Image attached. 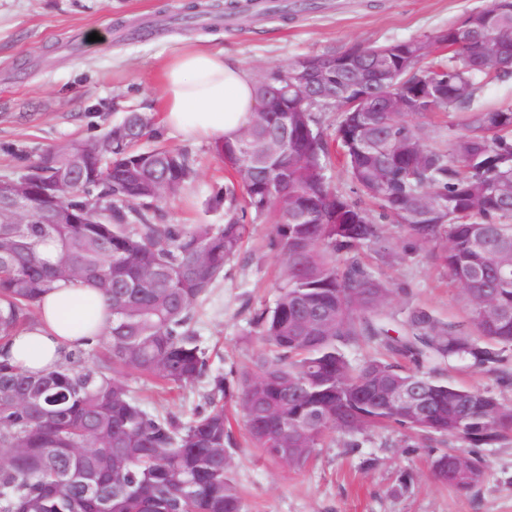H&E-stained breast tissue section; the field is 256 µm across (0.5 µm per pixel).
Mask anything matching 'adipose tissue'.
I'll list each match as a JSON object with an SVG mask.
<instances>
[{"mask_svg": "<svg viewBox=\"0 0 512 512\" xmlns=\"http://www.w3.org/2000/svg\"><path fill=\"white\" fill-rule=\"evenodd\" d=\"M253 86L252 72L223 50L185 48L163 70L164 122L191 141L233 136L258 106ZM107 320V303L90 284L55 290L44 295L34 323L13 339L11 357L30 372L51 369L64 352L102 334Z\"/></svg>", "mask_w": 512, "mask_h": 512, "instance_id": "adipose-tissue-1", "label": "adipose tissue"}]
</instances>
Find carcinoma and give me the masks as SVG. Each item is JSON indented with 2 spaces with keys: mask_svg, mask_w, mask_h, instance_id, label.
<instances>
[{
  "mask_svg": "<svg viewBox=\"0 0 512 512\" xmlns=\"http://www.w3.org/2000/svg\"><path fill=\"white\" fill-rule=\"evenodd\" d=\"M257 7L224 0L186 10L205 19ZM480 25L512 37V0H491L425 39L306 55L255 76L267 111L215 142L227 173L222 224L166 222L167 201L198 172L184 151L139 147L158 137L140 112L0 179L3 191L20 178L26 185L25 219L0 224V512H244L229 403L252 446L294 470L326 430L382 426L407 440L466 443L468 452L433 457L432 474L461 495L485 481L475 449L512 437V403L442 379L445 366L464 362L512 385L501 369L512 348V198L502 197L512 181V104L476 106L486 84L512 77V40L498 68L469 65L484 47L466 32ZM430 44L448 49L447 59L424 51ZM322 59L357 65L373 83L386 68L399 71L405 108L369 114L271 92L294 67ZM439 92L437 110L461 111L449 138L418 123L429 115L424 97ZM318 112L339 113L332 132ZM337 160L348 193L327 175ZM272 211L271 246L283 266L274 306L251 318L262 351L231 377H212L189 421L145 410L122 373L176 386L207 376L194 308ZM391 227L438 247L464 319L445 322L423 307L397 318L392 304L408 289L362 261L367 250L387 257ZM79 281L106 299L105 333L45 372L13 364L11 341L32 325L41 298ZM361 345L380 357L352 363L347 349ZM383 380L423 384L432 415L420 421L385 406L371 392ZM445 458L464 469L437 472Z\"/></svg>",
  "mask_w": 512,
  "mask_h": 512,
  "instance_id": "cac0c4a2",
  "label": "carcinoma"
}]
</instances>
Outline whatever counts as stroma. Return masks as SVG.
Masks as SVG:
<instances>
[{
    "instance_id": "obj_1",
    "label": "stroma",
    "mask_w": 512,
    "mask_h": 512,
    "mask_svg": "<svg viewBox=\"0 0 512 512\" xmlns=\"http://www.w3.org/2000/svg\"><path fill=\"white\" fill-rule=\"evenodd\" d=\"M188 0H0V178L14 175L40 150L100 132L127 112H144L162 124L161 142L195 158L199 174L180 199L166 208L174 224H220L223 207L211 204L224 186V163L213 142L189 141L164 126L159 110L161 73L186 42L196 39L224 49L250 70L285 64L310 54L355 45H385L429 35L490 0H315L310 12L280 20L247 15L221 23L214 32L178 29L173 18ZM152 30L150 39L124 40L123 24ZM104 34L89 42L92 31ZM269 223L257 221L239 257L196 310L195 329L209 350L213 372L229 373L250 362L261 342L251 313L273 305L282 259L269 246ZM398 264H367L384 281L406 284L394 306H423L441 320L465 315L458 288L436 263L434 249L403 252V236L392 232ZM450 383L512 401L489 369L453 367ZM125 380L151 412L188 417L203 401L207 380L170 394L154 391L138 373ZM327 430L307 466L291 470L259 449L237 450L236 479L245 512H512V441L481 449L489 467L485 482L460 496L437 485L430 474L434 454L460 449L449 439L433 447H406L391 429L361 435Z\"/></svg>"
}]
</instances>
